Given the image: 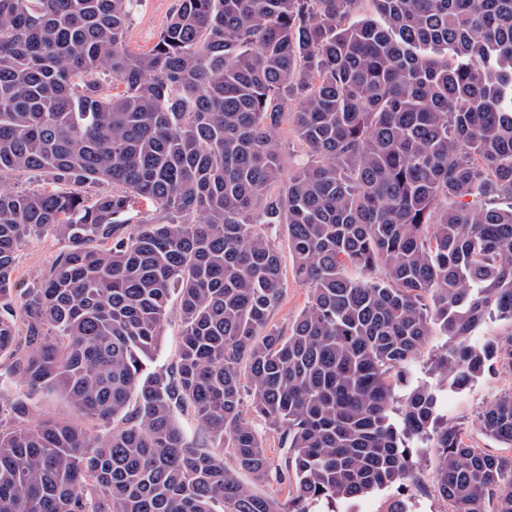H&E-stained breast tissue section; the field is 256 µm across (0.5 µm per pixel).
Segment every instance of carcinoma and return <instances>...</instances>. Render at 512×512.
Masks as SVG:
<instances>
[{"label": "carcinoma", "mask_w": 512, "mask_h": 512, "mask_svg": "<svg viewBox=\"0 0 512 512\" xmlns=\"http://www.w3.org/2000/svg\"><path fill=\"white\" fill-rule=\"evenodd\" d=\"M135 2L0 0V358L73 410L34 421L0 394V512H337L412 487L415 440L448 512H512V457L409 380L435 328L450 385L512 369V333L473 339L512 323V0H370L357 21L359 0H178L139 54ZM101 69L121 93L86 80ZM286 112L308 156L287 175ZM28 173L63 188L10 186ZM139 201L157 215L133 219ZM280 224L309 287L286 332L262 230ZM47 234L61 249L15 302L18 252ZM174 295L179 360L151 370ZM480 427L512 447V391ZM254 426L265 439L268 455L274 465L284 463L283 450L280 448L279 434L264 420L254 419ZM224 466L236 472L238 479L242 483L252 487L256 493L263 496L275 497L281 502H284L288 498V486L286 484H279L276 480L272 479L263 483H255L250 475L237 470L234 458L228 453H224Z\"/></svg>", "instance_id": "1"}]
</instances>
